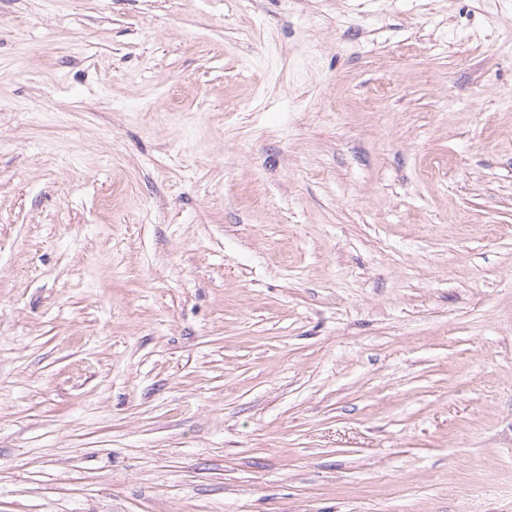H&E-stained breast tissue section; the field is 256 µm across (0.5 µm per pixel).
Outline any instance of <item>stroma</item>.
Instances as JSON below:
<instances>
[{
	"label": "stroma",
	"mask_w": 512,
	"mask_h": 512,
	"mask_svg": "<svg viewBox=\"0 0 512 512\" xmlns=\"http://www.w3.org/2000/svg\"><path fill=\"white\" fill-rule=\"evenodd\" d=\"M0 512H512V0H0Z\"/></svg>",
	"instance_id": "1"
}]
</instances>
